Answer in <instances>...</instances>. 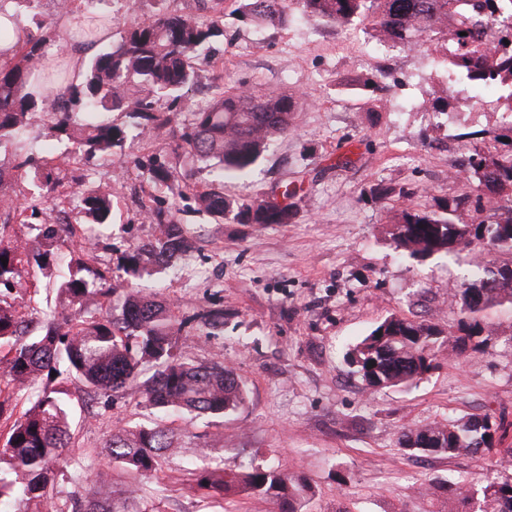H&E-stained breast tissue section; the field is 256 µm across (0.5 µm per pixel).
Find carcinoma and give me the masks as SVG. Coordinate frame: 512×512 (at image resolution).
Wrapping results in <instances>:
<instances>
[{"label":"carcinoma","mask_w":512,"mask_h":512,"mask_svg":"<svg viewBox=\"0 0 512 512\" xmlns=\"http://www.w3.org/2000/svg\"><path fill=\"white\" fill-rule=\"evenodd\" d=\"M304 16L333 27L363 25L372 37L401 51L431 52L445 60L453 93L432 100L431 111L448 114L463 106L482 108L481 92L499 91L492 111L501 113L494 136L501 148H473L457 169L477 192L474 215L459 221L468 197L437 199L424 207L407 205L398 214L394 243L414 259L449 255L473 244L487 250L488 259L462 289L464 304L456 332L432 318L413 321L391 316L378 324L347 354L370 388L408 385L433 368L440 336L448 335L450 352L461 356L480 352L488 312L512 308V25L488 31V19L512 13V0H249L246 15L259 26L288 22L293 2ZM212 26L177 13L155 14L127 28L121 43L88 63L83 82L58 95L36 96L29 91L34 70L48 54L47 40L30 38L16 61L0 66V145L14 144L23 134L28 115L37 110L51 120L53 137L71 142L85 157L112 154L125 131L107 118L79 125L77 112L126 113L139 136L150 137L171 126L170 114L157 110L163 98L179 99L198 77ZM303 98L283 89L253 95L244 87L221 94L195 112L193 126L181 136L188 163H210L222 180L248 174L276 141L294 129L295 113ZM152 180L169 183L175 168L157 163L149 168ZM52 174H42L39 193L23 208L0 191V393L20 389L29 382L43 384L41 392L0 436V502L40 508L50 498L51 464L68 448L70 406L65 392L55 385L66 376L85 386L92 395H136L157 408L221 417L245 402L243 384L222 364L182 361L172 351V340L182 324L165 304L128 294L120 313L103 311L104 303L124 289V282L104 275L89 285L86 250L79 248L63 260L50 249L61 228L51 216L41 225L39 240L29 247L7 234L13 220L26 212L47 211L44 188ZM199 207L218 218L228 215L238 224H289L296 211L291 203L264 197L239 200L212 190L197 194ZM82 214L94 224L112 216V197L101 192L84 195ZM160 236L137 245L122 256L123 271L134 277L152 272L190 247L184 227L159 220ZM34 260L44 277L55 281L63 304L45 315L41 332L31 335L32 320L21 313L6 294L21 286L19 266ZM66 263V272L58 274ZM155 368L139 380L143 368ZM497 429L488 416L462 417L424 429L404 428L399 446L411 453L482 456L492 450ZM113 460L133 476H151L161 460L176 452V434L159 425L122 429L107 441ZM197 485L209 496L223 498L241 491L270 497L279 512H295L304 497L306 481L272 467H251L226 472L203 463ZM445 491L446 512H512V477L485 483L460 484ZM112 474L95 476L94 497L76 498L71 512H114Z\"/></svg>","instance_id":"1"}]
</instances>
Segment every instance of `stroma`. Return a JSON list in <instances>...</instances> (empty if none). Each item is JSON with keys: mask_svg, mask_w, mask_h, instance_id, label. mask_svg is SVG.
<instances>
[{"mask_svg": "<svg viewBox=\"0 0 512 512\" xmlns=\"http://www.w3.org/2000/svg\"><path fill=\"white\" fill-rule=\"evenodd\" d=\"M115 23L110 43L128 24L163 12L217 23L206 62L189 96L162 100L172 128L137 137L124 113H112L126 137L112 154L86 159L52 137L48 117L27 120V153L47 161L60 181L50 208L81 217L71 205L73 181L82 192L112 194V222L90 226L91 270H111L124 252L148 243L158 226L145 208L184 224L195 248L153 276L127 279L131 292L154 295L183 324L174 354L198 364L233 369L246 401L221 418L165 415L129 397L89 400L70 382L72 438L53 465V507L65 512L72 494L93 495V474L110 466L116 512H278L269 497L241 492L230 499L202 496L191 461L207 456L225 469L268 465L304 477L311 486L298 512H434L415 485L477 483L502 476L490 460L409 456L398 445L401 428L427 427L461 416L489 415L502 428L498 447H512V310L490 312L486 350L463 358L440 355L433 369L408 387L373 390L346 358L386 318L434 317L454 328L461 289L482 265L479 251L417 261L396 248L394 217L402 206L432 204L466 192L448 170L465 147L491 143L498 113L445 119L421 109L424 95H445L447 77L433 58L381 45L363 26H317L293 15L284 26L259 28L234 0L213 14L209 0H109ZM386 73L396 82L389 107L376 108L366 78ZM247 82L257 94L281 88L306 105L295 129L280 138L247 176L227 181V195L251 200L296 188L290 224H236L200 211L193 189L208 186V168H194L191 191L153 182L148 167L177 162L179 135L193 113L221 92ZM383 185L414 188L415 196L381 198ZM12 296L23 313L54 308L56 289L35 263L21 269ZM223 308L224 323L207 330L202 316ZM159 423L180 435L178 452L150 479L135 481L110 461L112 432Z\"/></svg>", "mask_w": 512, "mask_h": 512, "instance_id": "35a3bbf8", "label": "stroma"}]
</instances>
